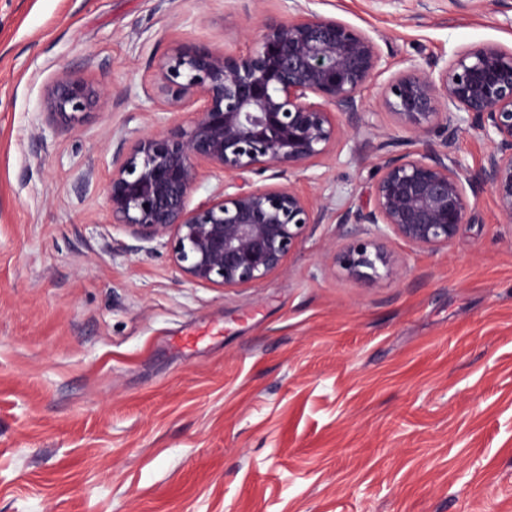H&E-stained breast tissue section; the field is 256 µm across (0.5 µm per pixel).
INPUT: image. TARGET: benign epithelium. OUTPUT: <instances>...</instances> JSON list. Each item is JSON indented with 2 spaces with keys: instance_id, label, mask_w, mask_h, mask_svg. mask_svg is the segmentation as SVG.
Instances as JSON below:
<instances>
[{
  "instance_id": "obj_1",
  "label": "benign epithelium",
  "mask_w": 512,
  "mask_h": 512,
  "mask_svg": "<svg viewBox=\"0 0 512 512\" xmlns=\"http://www.w3.org/2000/svg\"><path fill=\"white\" fill-rule=\"evenodd\" d=\"M391 63L366 31L336 17L299 9L270 18L254 47L229 54L178 47L155 75L162 105L195 106L138 138L106 186L111 223L139 240L165 239L178 272L189 282L234 288L281 269L329 203L301 196L290 182L236 191L191 206L204 169L232 177L264 173L287 178L328 153L340 135L336 113L362 109L363 91ZM107 103L104 89L59 78L47 88L50 116L74 125L91 106ZM383 105L420 149L376 157L368 205L348 210L343 223L384 228L420 248L445 247L465 223L470 195L485 184L499 220L512 224V49L485 43L449 60L412 62L386 82ZM492 144L473 173L448 155L460 123ZM448 131L440 145L430 136ZM347 278L370 282L399 269L376 240L352 235L329 250Z\"/></svg>"
}]
</instances>
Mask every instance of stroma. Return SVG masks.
Wrapping results in <instances>:
<instances>
[{
	"instance_id": "stroma-1",
	"label": "stroma",
	"mask_w": 512,
	"mask_h": 512,
	"mask_svg": "<svg viewBox=\"0 0 512 512\" xmlns=\"http://www.w3.org/2000/svg\"><path fill=\"white\" fill-rule=\"evenodd\" d=\"M301 7L395 72L512 47V0H0V512H512V226L490 188L447 247L378 234L399 275L359 283L327 252L379 140L407 139L382 83L292 174L331 208L264 280L188 282L110 222L124 152L189 117L146 94L173 50L247 51ZM62 76L106 107L52 123Z\"/></svg>"
}]
</instances>
